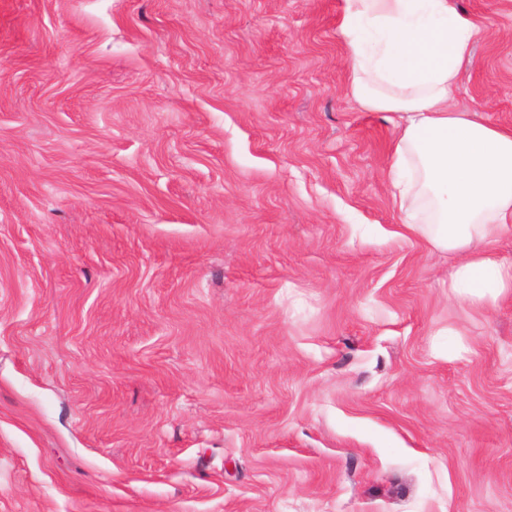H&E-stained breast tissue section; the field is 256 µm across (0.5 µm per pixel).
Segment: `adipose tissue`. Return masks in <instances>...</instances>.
Here are the masks:
<instances>
[{
	"label": "adipose tissue",
	"mask_w": 512,
	"mask_h": 512,
	"mask_svg": "<svg viewBox=\"0 0 512 512\" xmlns=\"http://www.w3.org/2000/svg\"><path fill=\"white\" fill-rule=\"evenodd\" d=\"M480 22L457 0H342L347 90L390 112L389 182L406 235L461 254L450 286L473 302L512 292V267L490 251L512 232V131L452 98Z\"/></svg>",
	"instance_id": "1"
}]
</instances>
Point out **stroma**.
Listing matches in <instances>:
<instances>
[{
    "mask_svg": "<svg viewBox=\"0 0 512 512\" xmlns=\"http://www.w3.org/2000/svg\"><path fill=\"white\" fill-rule=\"evenodd\" d=\"M341 2L0 0V512H512V296L397 235Z\"/></svg>",
    "mask_w": 512,
    "mask_h": 512,
    "instance_id": "stroma-1",
    "label": "stroma"
}]
</instances>
